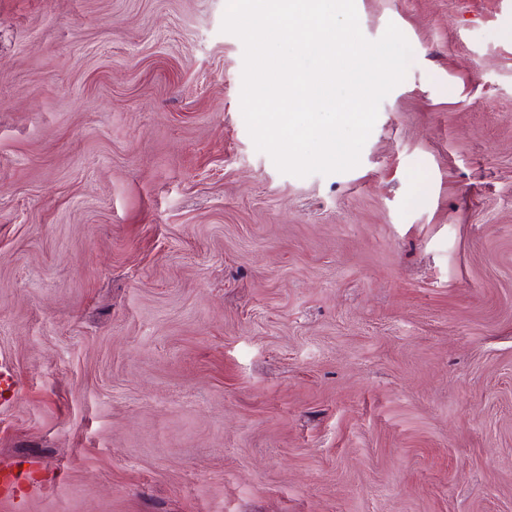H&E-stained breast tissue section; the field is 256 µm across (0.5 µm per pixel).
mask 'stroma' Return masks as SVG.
I'll list each match as a JSON object with an SVG mask.
<instances>
[{"label": "stroma", "mask_w": 512, "mask_h": 512, "mask_svg": "<svg viewBox=\"0 0 512 512\" xmlns=\"http://www.w3.org/2000/svg\"><path fill=\"white\" fill-rule=\"evenodd\" d=\"M226 0H0V512H512V10L413 53L357 167L281 173Z\"/></svg>", "instance_id": "35a3bbf8"}]
</instances>
